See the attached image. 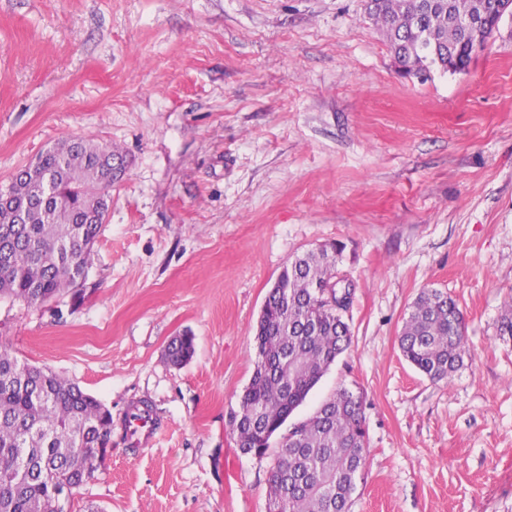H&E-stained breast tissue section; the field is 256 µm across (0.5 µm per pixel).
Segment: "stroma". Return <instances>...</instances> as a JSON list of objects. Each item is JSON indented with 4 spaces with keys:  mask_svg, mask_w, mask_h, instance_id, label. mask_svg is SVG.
Here are the masks:
<instances>
[{
    "mask_svg": "<svg viewBox=\"0 0 512 512\" xmlns=\"http://www.w3.org/2000/svg\"><path fill=\"white\" fill-rule=\"evenodd\" d=\"M68 136L125 156L83 290L0 301V349L112 411L65 512H267L271 459L233 418L270 288L332 243L351 346L292 419L362 393L350 512H512V24L421 81L365 0H0V184ZM425 288L470 350L438 382L398 347ZM139 402L162 421L143 450L122 427ZM194 353L193 336H178L170 341L167 347L168 360L176 366L186 363Z\"/></svg>",
    "mask_w": 512,
    "mask_h": 512,
    "instance_id": "obj_1",
    "label": "stroma"
}]
</instances>
